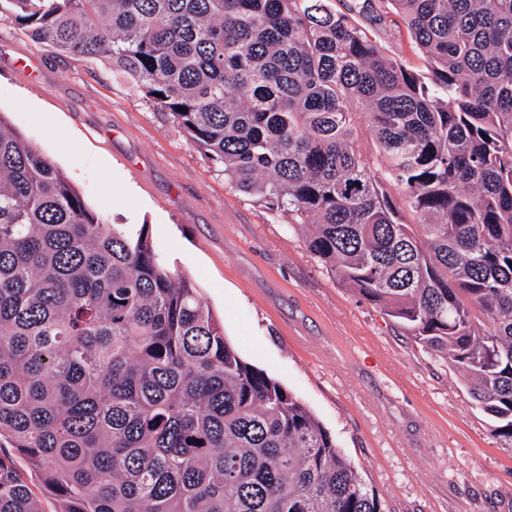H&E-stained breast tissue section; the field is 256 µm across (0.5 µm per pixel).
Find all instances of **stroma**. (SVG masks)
Segmentation results:
<instances>
[{
    "label": "stroma",
    "instance_id": "obj_1",
    "mask_svg": "<svg viewBox=\"0 0 512 512\" xmlns=\"http://www.w3.org/2000/svg\"><path fill=\"white\" fill-rule=\"evenodd\" d=\"M0 116L110 223L147 226L243 359L361 464L383 512H512V450L462 374L326 272L109 64L2 19Z\"/></svg>",
    "mask_w": 512,
    "mask_h": 512
}]
</instances>
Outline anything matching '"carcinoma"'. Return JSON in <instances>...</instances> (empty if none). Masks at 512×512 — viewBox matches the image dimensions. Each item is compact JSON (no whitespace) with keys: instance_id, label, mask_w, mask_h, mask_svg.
Wrapping results in <instances>:
<instances>
[{"instance_id":"cac0c4a2","label":"carcinoma","mask_w":512,"mask_h":512,"mask_svg":"<svg viewBox=\"0 0 512 512\" xmlns=\"http://www.w3.org/2000/svg\"><path fill=\"white\" fill-rule=\"evenodd\" d=\"M334 2L0 0V19L123 73L462 372L512 449V0ZM367 8L401 21L425 70L383 51ZM6 444L0 512H45L16 455L55 512H382L146 226L109 223L0 116Z\"/></svg>"}]
</instances>
